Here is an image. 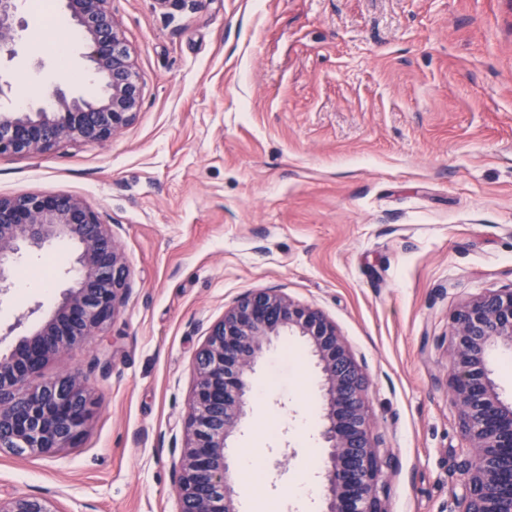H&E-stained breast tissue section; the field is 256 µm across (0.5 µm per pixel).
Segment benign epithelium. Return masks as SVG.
Segmentation results:
<instances>
[{
  "label": "benign epithelium",
  "mask_w": 512,
  "mask_h": 512,
  "mask_svg": "<svg viewBox=\"0 0 512 512\" xmlns=\"http://www.w3.org/2000/svg\"><path fill=\"white\" fill-rule=\"evenodd\" d=\"M64 2L104 95L88 100L54 85L36 103L1 112L0 155H36L64 140L106 143L138 111L140 85L110 0ZM25 27L20 0H0V47L15 55ZM62 241L77 249L66 270L72 287L38 328L0 351V450L53 456L79 445L93 406L86 378L32 381L58 355L95 342L130 292V270L109 225L85 200L54 193L0 197V297L14 288L25 253ZM450 320L449 387L469 442L456 464L458 503L462 512H512V404L500 398L488 369L493 349L512 350V287L461 305ZM285 335L307 343L320 375L324 512H388L365 368L323 310L273 290L239 298L195 354L185 443L174 461L179 512H236L224 448L247 414L258 359ZM0 512L57 510L47 498L25 496L0 499Z\"/></svg>",
  "instance_id": "obj_1"
}]
</instances>
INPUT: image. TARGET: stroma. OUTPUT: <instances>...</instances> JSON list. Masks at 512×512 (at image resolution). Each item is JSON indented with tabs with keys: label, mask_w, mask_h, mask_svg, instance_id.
Here are the masks:
<instances>
[{
	"label": "stroma",
	"mask_w": 512,
	"mask_h": 512,
	"mask_svg": "<svg viewBox=\"0 0 512 512\" xmlns=\"http://www.w3.org/2000/svg\"><path fill=\"white\" fill-rule=\"evenodd\" d=\"M139 76L140 108L106 143L0 156V196L65 193L110 225L131 271L120 314L45 376L79 373L96 398L78 447L0 451V497L57 512H178L171 461L184 442L192 360L243 294L273 289L322 309L370 385L389 512H456L462 445L448 386L451 312L512 286V0H111ZM13 96L60 81L27 15ZM66 242L51 288L0 297V323L50 309L71 287ZM226 454L277 473L233 479L239 512H298L297 481L321 447L319 374L283 336L251 377ZM0 512H57V510L47 498L25 496L9 500L0 498Z\"/></svg>",
	"instance_id": "1"
}]
</instances>
